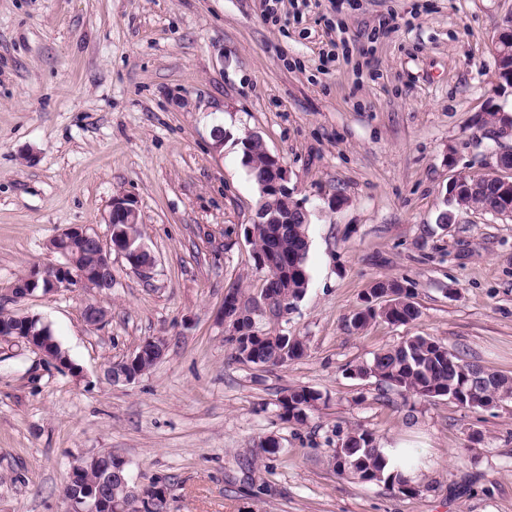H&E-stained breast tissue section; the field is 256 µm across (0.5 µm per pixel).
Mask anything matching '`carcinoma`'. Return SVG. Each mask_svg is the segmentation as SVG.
I'll return each instance as SVG.
<instances>
[{
	"label": "carcinoma",
	"instance_id": "1",
	"mask_svg": "<svg viewBox=\"0 0 512 512\" xmlns=\"http://www.w3.org/2000/svg\"><path fill=\"white\" fill-rule=\"evenodd\" d=\"M512 125V114L504 110H491L482 117L484 133H491L503 125ZM243 158L253 181L257 182L265 173L266 145L261 138H247L240 141ZM467 183H478V190L465 196L449 195L452 209L437 216V228L445 231L462 210L487 209L512 202V188L502 190V180L481 177L474 180L464 178ZM275 209L288 218L286 224H260L255 226L256 236L253 250L264 253L267 273L264 288L282 296L285 308L299 302L309 285V236L308 225L291 213L286 204L273 197L266 198L260 209ZM243 304L246 316L233 322L234 334L224 337L234 356L247 354L246 362L262 368L282 366L301 358L306 349L302 339L275 329L259 330L255 326L251 306L253 298L244 297L238 288H230ZM420 309L415 302L413 285L406 280H379L362 298V307L352 318L355 329L361 330L380 319L390 324H405L417 320ZM462 361V358L448 350L446 344L431 336H413L404 343L374 353L371 360L349 368V374L357 378L374 377L387 388L404 396L418 398L444 397L453 400L464 384L461 374L448 365V360ZM478 380L485 385L471 388L468 406L485 408L493 400L494 393L512 396V378L473 366ZM322 395L309 387H290L282 392L280 405L281 419L302 424L308 414L318 409ZM328 465L339 476H351L364 484L384 482L398 488L407 495L414 492L398 470H390L388 460L377 447L373 434L364 429L349 432L339 446L328 456ZM127 473L102 479L96 471L86 474L81 480L66 482L63 498L74 507H84L83 499L92 490L110 491L121 485V478Z\"/></svg>",
	"mask_w": 512,
	"mask_h": 512
}]
</instances>
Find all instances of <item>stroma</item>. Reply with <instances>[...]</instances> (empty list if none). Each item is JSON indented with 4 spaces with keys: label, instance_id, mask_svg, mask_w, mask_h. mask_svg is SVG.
Returning a JSON list of instances; mask_svg holds the SVG:
<instances>
[{
    "label": "stroma",
    "instance_id": "1",
    "mask_svg": "<svg viewBox=\"0 0 512 512\" xmlns=\"http://www.w3.org/2000/svg\"><path fill=\"white\" fill-rule=\"evenodd\" d=\"M511 14L512 0H0V305L48 323L80 369L0 340V512H65L72 461L97 454L135 487L166 481L169 512H512V401L407 398L348 373L422 335L512 378V216L431 232L449 184L512 149L481 130L485 112L512 113L493 54ZM251 133L311 217L306 295L256 319L306 352L264 371L235 359L222 320L227 288L253 297L266 279L243 234ZM123 194L151 279L116 255L111 289L13 297L62 264L49 243L64 229L108 238ZM392 278L413 283L420 317L354 329L366 290ZM89 303L110 312L100 328ZM151 337L166 342L152 369L105 380ZM295 386L323 397L301 425L279 417ZM355 428L418 449L415 494L328 467Z\"/></svg>",
    "mask_w": 512,
    "mask_h": 512
}]
</instances>
